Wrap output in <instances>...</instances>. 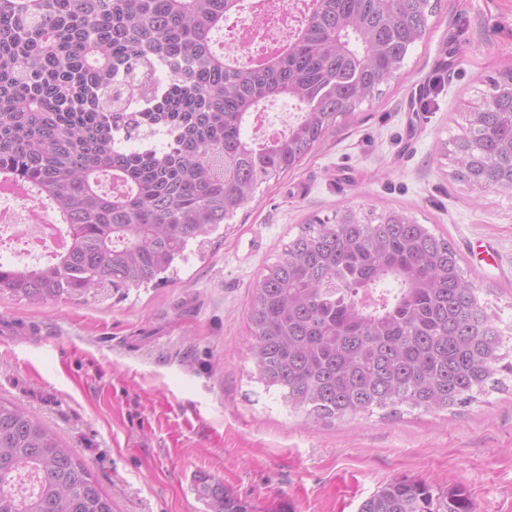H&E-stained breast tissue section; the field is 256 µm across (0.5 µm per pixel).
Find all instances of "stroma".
I'll use <instances>...</instances> for the list:
<instances>
[{"mask_svg": "<svg viewBox=\"0 0 512 512\" xmlns=\"http://www.w3.org/2000/svg\"><path fill=\"white\" fill-rule=\"evenodd\" d=\"M393 79L319 147L257 189L155 288L33 305L0 296V398L48 425L115 512H210L196 475L255 512H357L389 480L460 488L476 512H512V377L451 412L326 425L253 377L254 289L299 225L347 205L411 212L448 235L512 328V191L474 197L440 147L485 80L512 68V0H438Z\"/></svg>", "mask_w": 512, "mask_h": 512, "instance_id": "35a3bbf8", "label": "stroma"}]
</instances>
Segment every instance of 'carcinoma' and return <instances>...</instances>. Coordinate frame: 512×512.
<instances>
[{"instance_id":"cac0c4a2","label":"carcinoma","mask_w":512,"mask_h":512,"mask_svg":"<svg viewBox=\"0 0 512 512\" xmlns=\"http://www.w3.org/2000/svg\"><path fill=\"white\" fill-rule=\"evenodd\" d=\"M244 0H0V177L56 206L67 243L36 266L0 263V295L45 304L147 288L191 242L296 169L337 118L380 93L427 29L430 0H313L261 62L215 35ZM293 102L273 137L249 124ZM445 155L475 193L512 190V68ZM162 135L161 147L148 140ZM254 378L318 422L471 404L512 374L504 334L454 244L403 209L349 205L299 225L248 315ZM211 512H253L209 474ZM0 512H114L49 427L0 401ZM358 512H475L461 489L394 479Z\"/></svg>"}]
</instances>
